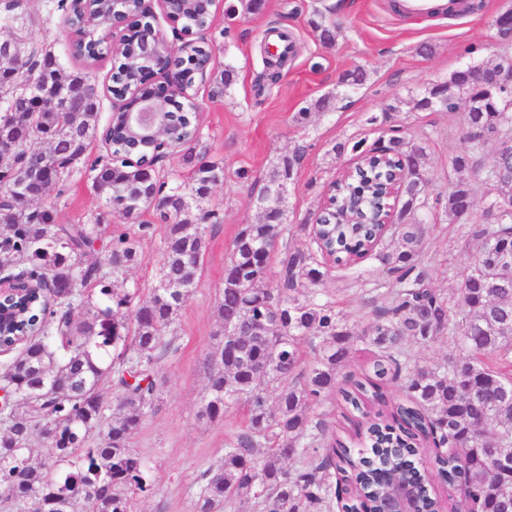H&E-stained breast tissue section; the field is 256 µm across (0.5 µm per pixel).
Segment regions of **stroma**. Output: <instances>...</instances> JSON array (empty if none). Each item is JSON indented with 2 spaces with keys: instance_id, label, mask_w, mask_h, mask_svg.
I'll list each match as a JSON object with an SVG mask.
<instances>
[{
  "instance_id": "35a3bbf8",
  "label": "stroma",
  "mask_w": 512,
  "mask_h": 512,
  "mask_svg": "<svg viewBox=\"0 0 512 512\" xmlns=\"http://www.w3.org/2000/svg\"><path fill=\"white\" fill-rule=\"evenodd\" d=\"M470 2L472 7L465 12L422 17L394 13L390 0H266L257 14H216L211 31L216 53L209 75L213 79L227 69L232 75L223 98H210L209 83L199 89L201 138L195 153L224 166V180L213 187L207 202L223 221L207 228L210 244L201 276L176 322L179 350L160 360V399L131 438L151 480L149 491L137 499L139 512H192V487L200 473L223 454L225 438L245 426L246 409L240 404L213 421L199 419L198 413L207 383L206 360L219 329L216 304L224 266L239 228L255 220L251 198L271 162L295 144L308 146L289 187V229L283 241L291 247L309 243L300 225L314 223L331 183L357 162L359 154L352 151V144L370 148L386 138L389 128L401 129L407 140L425 142L430 192H447L450 159L467 147L464 116L417 111L408 98L467 64H492L503 54H512V45L498 42L491 27L494 16L512 8V0ZM25 7L41 19L32 30L33 38L51 48L62 65L78 68L67 51L63 20L51 10L50 0H25ZM327 7L333 10L339 34L325 47L309 20L315 10ZM273 26L288 31L295 52L282 80L261 88L256 76L263 68L266 32ZM358 66L369 73L364 86L351 92L336 111L314 112L306 124L297 122L301 108L325 93L338 92L342 75ZM339 143L346 146L340 155L334 151ZM242 170L249 172V179L239 178ZM48 199L56 205L58 223L101 222V238L88 257L106 260L118 220L97 200L89 180L72 173L66 193H52ZM143 219L155 226L153 236L141 241L144 260L115 278L114 286L139 289L146 301L156 283L164 226L153 214H144ZM430 227L423 260L432 272V288L448 293L456 286L449 268H466L477 244L460 238L446 215L431 220ZM320 290L349 321L360 319L364 288L351 270L329 267Z\"/></svg>"
}]
</instances>
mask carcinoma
<instances>
[{"instance_id":"carcinoma-1","label":"carcinoma","mask_w":512,"mask_h":512,"mask_svg":"<svg viewBox=\"0 0 512 512\" xmlns=\"http://www.w3.org/2000/svg\"><path fill=\"white\" fill-rule=\"evenodd\" d=\"M35 20L22 0H0V27H17L16 55L0 53V73L15 76L17 87L0 114V139L14 144L0 155V269L51 281L50 306L38 300L21 315L22 344L0 375L16 392L0 411V500L16 512H43L48 497L72 512H134V495L147 490L148 468L130 439L160 396L156 369L160 359L178 351L174 324L196 286L207 249L205 225L221 223L217 210L203 206L224 168L195 158L200 131L189 112H174L184 135L189 176L158 179L138 163L126 162L121 148L108 147L88 170L91 189L101 203L137 231L116 229L107 258L114 272L143 262L141 239L154 232L140 220L153 211L164 224L156 285L150 300L137 291L118 293L106 283L102 266L84 255L100 224H59L51 188L64 192L66 181L93 141L102 137L99 92L89 77L49 61V49L28 31ZM326 46L336 40V23L320 13L311 20ZM93 64L106 47L70 50ZM55 65L48 86L35 81L38 67ZM137 64H116L111 85L130 82ZM479 64L410 97L412 108L465 115L466 151L451 159L448 192L429 198L425 147L411 144L400 130L371 148L376 158L336 183L334 205L320 219L322 240L303 248L278 246L287 217L260 210L255 222L235 236L217 306L220 329L207 359L205 403L200 417L215 419L228 405L247 411L245 428L224 441V454L200 475L194 512H247L257 500L262 512H378L386 482L405 476L419 485V512H439L429 478L417 466L422 445L446 449L436 464L439 477L460 487L472 512H512V150L497 148L484 161L490 139L512 143V122L503 118L495 82L512 75V64L479 79ZM368 80L358 66L340 85L354 91ZM84 88L79 111L66 110V92ZM37 93L33 112L26 95ZM340 94L329 93L298 113L333 112ZM307 145L297 144L268 170L258 193L292 182ZM397 185L402 203L386 230L379 224L359 229L336 224L332 212L352 199L363 202L371 219L391 204L388 187ZM483 188V207L473 213L474 184ZM458 225L460 236L478 243L470 265L454 273L457 292L441 294L430 286L422 261L427 225L418 214L438 206ZM391 238L378 255L393 287L368 289V311L351 323L336 303L317 289L325 276L322 247L336 254V265H357L373 249L371 237ZM278 252L275 280L269 255ZM511 260L505 262L502 255ZM176 287L171 288L169 284ZM258 336L247 351L226 355V325ZM448 339V358L420 365L412 346ZM356 348L372 355L368 372L339 377ZM402 381L406 400L389 406V383ZM276 387L274 402L260 382ZM116 390V411L107 414L102 387ZM340 391L349 437H328L308 411ZM40 434L55 451L48 466L33 459L29 442ZM296 457L301 467L288 470Z\"/></svg>"}]
</instances>
